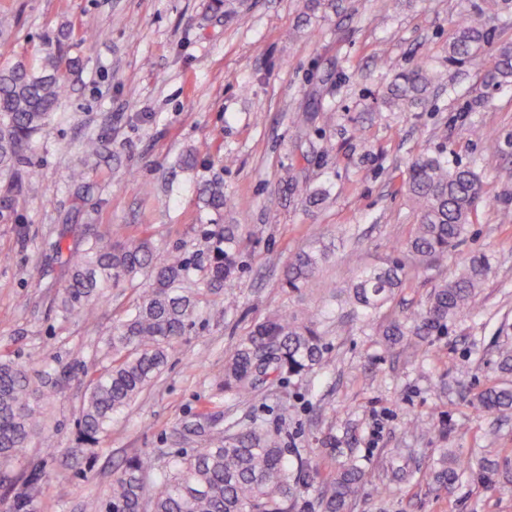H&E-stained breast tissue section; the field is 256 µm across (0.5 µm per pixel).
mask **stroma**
<instances>
[{"instance_id":"stroma-1","label":"stroma","mask_w":512,"mask_h":512,"mask_svg":"<svg viewBox=\"0 0 512 512\" xmlns=\"http://www.w3.org/2000/svg\"><path fill=\"white\" fill-rule=\"evenodd\" d=\"M471 0H235L231 15L212 0H0V65L32 59L62 43L71 64L67 95L35 134L20 168L38 191L15 196L0 219V352L35 369L71 371L49 395L45 436L34 437L26 464L0 482V512L11 484L42 474L29 512H87L106 497L126 458L189 451L179 432L202 408L232 432L259 423L281 431L321 469L335 461L322 442L335 436L369 483L350 512H512V481L493 490L465 479L435 490L428 467L438 449L464 458L495 448L512 461V415L479 411L470 398L512 384L499 351L512 347V223L495 201L512 188V87L472 109L480 66L449 71L448 33ZM426 65L441 85L409 112L383 103L390 76ZM313 113L305 127L297 113ZM498 142L476 140L474 126ZM105 149L89 159L82 141ZM210 145L196 170L179 166L193 147ZM445 149L479 172L486 196L454 255L423 267L404 256L405 283L370 320L352 315L345 290L362 266L383 265L410 235L417 216L399 193L409 158ZM82 167V186L69 180ZM224 181L223 223L239 227L240 270L234 307L215 300L197 313L154 383L112 422L97 445L76 427L102 339L137 300L143 281L108 290L96 322L62 319L55 297L65 281L61 249L80 246L85 230L121 234L150 225L157 258L179 250L196 267L210 261L212 224L198 205L197 183ZM298 179L325 191L317 205L289 196ZM329 254L311 290L288 288L285 271L300 250ZM478 252L493 270L468 316L410 352L379 343L392 320L420 314L432 289L452 277L458 258ZM310 311L324 339V362L303 379L247 396L218 393L224 358L253 325L273 313ZM446 423L421 434L407 420Z\"/></svg>"}]
</instances>
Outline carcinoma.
Here are the masks:
<instances>
[{"instance_id":"carcinoma-1","label":"carcinoma","mask_w":512,"mask_h":512,"mask_svg":"<svg viewBox=\"0 0 512 512\" xmlns=\"http://www.w3.org/2000/svg\"><path fill=\"white\" fill-rule=\"evenodd\" d=\"M512 18V0H478L448 40V66L457 70L483 67V78L471 106L486 103V91L512 86V44L495 41L493 22ZM58 51L46 49L34 61L19 60L0 66V174L12 177L10 190L26 191L19 180L33 134L42 130L66 95ZM393 73L385 105L393 112H407L423 103L438 75L423 66ZM291 194L306 203L323 200L290 181ZM400 191L413 204L418 224L398 251L429 265L448 256L465 235L484 195L480 174L471 166L451 160L439 150L423 153L408 165ZM201 209L224 212V182L213 177L200 181ZM211 259L200 278L190 259L171 255L154 263L155 245L148 227L115 240L97 234L86 238L83 248L68 261V278L58 295V313L95 318L105 290L142 275L149 285L126 316L104 338L105 363L92 372L77 416L81 440L95 445L123 413L162 373L174 345L186 335L204 296H221L232 287L237 271V225L220 224L207 233ZM321 250H302L288 262L286 283L293 290L311 288L325 261ZM492 271V259L473 255L462 262L455 276L434 288L425 309L411 321L394 320L384 326L381 342L387 346H413L411 337L425 339L444 332L448 324L470 312L473 297ZM399 259L359 269L348 299L358 315L369 318L381 309L404 283ZM323 337L317 320L294 314H274L258 322L242 337L224 361L216 383L221 393L248 395L270 378L301 377L322 365ZM66 372H30L0 354V471L23 462L30 440L46 425L44 398L61 386ZM472 404L487 413L512 411V386L492 385L474 395ZM214 416L202 409L186 426L183 440L205 438L206 446L173 456L159 471L156 490L145 499L150 462L141 456L126 459L112 480L108 496L96 512H304L301 494L319 491L321 512H349L351 503L368 483L365 467L353 459L336 463L329 473L311 465L299 452L288 454L281 433L255 425L245 432L226 434L213 426ZM464 470L458 454L438 450L429 477L438 489L452 492ZM495 468L483 459L476 480L484 488L494 485ZM40 493V477H22V489L11 505L23 512Z\"/></svg>"}]
</instances>
